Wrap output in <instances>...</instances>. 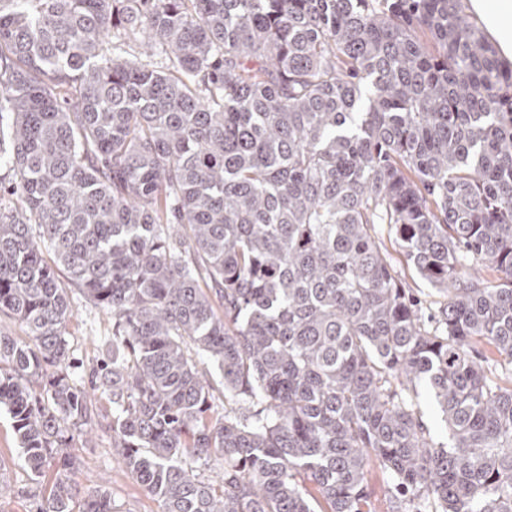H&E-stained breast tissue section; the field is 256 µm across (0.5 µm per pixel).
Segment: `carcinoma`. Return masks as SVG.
<instances>
[{
    "label": "carcinoma",
    "instance_id": "carcinoma-1",
    "mask_svg": "<svg viewBox=\"0 0 512 512\" xmlns=\"http://www.w3.org/2000/svg\"><path fill=\"white\" fill-rule=\"evenodd\" d=\"M5 113L0 407L55 472L38 512H112L72 480L74 288L112 313L91 385L162 512H374L372 462L389 512H512V67L461 0H0ZM385 245L393 264L396 266L405 287L408 288L410 295L421 303L426 315H435L443 297L437 293L424 279H422L414 270L411 264L408 265L405 256L401 253L394 241H390L387 231H382ZM418 404L423 420L426 422L437 442H447L448 427L442 419L441 412L426 385L418 388Z\"/></svg>",
    "mask_w": 512,
    "mask_h": 512
}]
</instances>
